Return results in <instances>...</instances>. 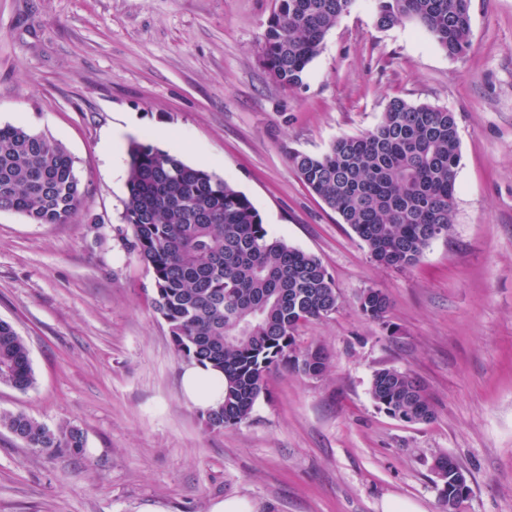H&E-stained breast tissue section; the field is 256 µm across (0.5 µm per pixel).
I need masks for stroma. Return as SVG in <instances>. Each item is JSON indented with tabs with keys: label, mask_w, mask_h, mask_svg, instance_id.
I'll list each match as a JSON object with an SVG mask.
<instances>
[{
	"label": "stroma",
	"mask_w": 512,
	"mask_h": 512,
	"mask_svg": "<svg viewBox=\"0 0 512 512\" xmlns=\"http://www.w3.org/2000/svg\"><path fill=\"white\" fill-rule=\"evenodd\" d=\"M275 0H0V125L74 159L84 205L69 224L0 211V320L25 340L36 383L0 385V410L74 425L84 455L0 429V512H382L386 498L441 512L433 466L453 456L461 512H512V0H471L472 47L454 59L409 21L377 28L356 0L302 85L262 57ZM448 108L460 137L452 226L411 268L374 263L303 183L288 154L373 126L389 98ZM173 130L183 160L221 158L270 234L318 257L340 305L301 326L323 376L272 369L250 418L214 431L181 388L185 359L153 311V277L125 224L127 168L103 151ZM390 300L381 322L359 297ZM381 368L424 386L431 420L404 423L370 395Z\"/></svg>",
	"instance_id": "35a3bbf8"
}]
</instances>
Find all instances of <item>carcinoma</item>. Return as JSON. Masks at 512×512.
<instances>
[{"label":"carcinoma","mask_w":512,"mask_h":512,"mask_svg":"<svg viewBox=\"0 0 512 512\" xmlns=\"http://www.w3.org/2000/svg\"><path fill=\"white\" fill-rule=\"evenodd\" d=\"M276 2L263 61L279 85L293 88L356 0ZM373 9L378 28L415 21L450 57L471 48L470 0H373ZM128 156L123 220L133 251L153 274L152 308L179 356L224 374V403L202 412L207 427L246 422L266 375L280 365L321 375L324 351L296 343L300 326L339 308L320 259L271 236L248 197L216 175L148 141L131 142ZM288 160L380 266L413 267L434 240L448 236L460 137L454 113L444 107L394 97L372 128L336 138L321 154L293 151ZM82 199L74 161L61 144L24 126L0 125V210L35 224H67ZM389 307L372 288L359 300L373 321ZM0 384L22 392L34 385L29 349L3 320ZM370 393L400 421L432 415L424 388L407 372L377 370ZM0 428L41 451H85L80 428H51L22 411H1Z\"/></svg>","instance_id":"1"}]
</instances>
